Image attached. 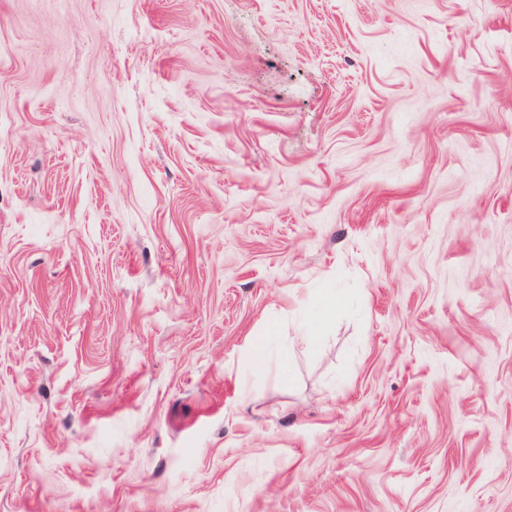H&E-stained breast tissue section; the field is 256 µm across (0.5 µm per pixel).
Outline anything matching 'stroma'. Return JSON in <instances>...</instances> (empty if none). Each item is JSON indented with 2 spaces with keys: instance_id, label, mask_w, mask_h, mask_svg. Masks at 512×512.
I'll use <instances>...</instances> for the list:
<instances>
[{
  "instance_id": "stroma-1",
  "label": "stroma",
  "mask_w": 512,
  "mask_h": 512,
  "mask_svg": "<svg viewBox=\"0 0 512 512\" xmlns=\"http://www.w3.org/2000/svg\"><path fill=\"white\" fill-rule=\"evenodd\" d=\"M0 512H512V0H0Z\"/></svg>"
}]
</instances>
